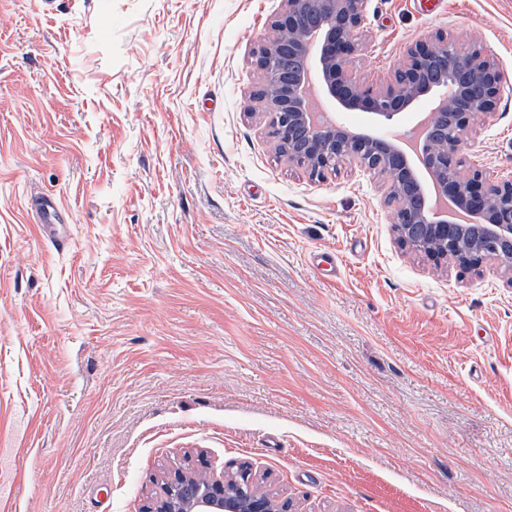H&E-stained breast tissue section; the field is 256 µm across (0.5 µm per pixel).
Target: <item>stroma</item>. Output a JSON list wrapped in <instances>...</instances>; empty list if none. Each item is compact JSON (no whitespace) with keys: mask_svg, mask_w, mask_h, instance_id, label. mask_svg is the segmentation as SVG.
Segmentation results:
<instances>
[{"mask_svg":"<svg viewBox=\"0 0 512 512\" xmlns=\"http://www.w3.org/2000/svg\"><path fill=\"white\" fill-rule=\"evenodd\" d=\"M283 8L0 0V512H143L201 459L291 512H512V278L277 153L251 53ZM438 32L501 74L462 158L512 172V0H366L354 77Z\"/></svg>","mask_w":512,"mask_h":512,"instance_id":"35a3bbf8","label":"stroma"}]
</instances>
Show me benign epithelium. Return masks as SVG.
Instances as JSON below:
<instances>
[{
  "mask_svg": "<svg viewBox=\"0 0 512 512\" xmlns=\"http://www.w3.org/2000/svg\"><path fill=\"white\" fill-rule=\"evenodd\" d=\"M273 34L252 52L263 80L254 98L271 116L276 147L310 176L323 178L344 160L386 176L396 203L394 231L402 246L436 267L475 271L496 259L512 272V174L461 172L460 149L473 125L494 112L501 77L480 47L459 50L443 33L411 42L393 79L374 89L350 75L362 44L366 0H284ZM320 98L383 125L418 106L426 117L400 138L315 121ZM238 479L203 472L167 474L145 512H288L283 503Z\"/></svg>",
  "mask_w": 512,
  "mask_h": 512,
  "instance_id": "7a95c632",
  "label": "benign epithelium"
}]
</instances>
